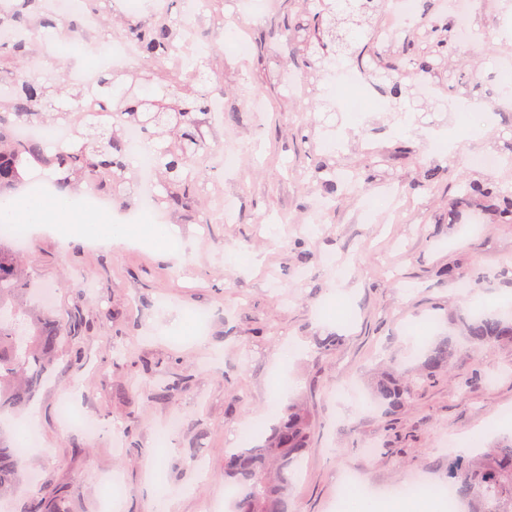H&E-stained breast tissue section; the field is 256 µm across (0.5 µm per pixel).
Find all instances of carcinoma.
<instances>
[{"label": "carcinoma", "instance_id": "obj_1", "mask_svg": "<svg viewBox=\"0 0 512 512\" xmlns=\"http://www.w3.org/2000/svg\"><path fill=\"white\" fill-rule=\"evenodd\" d=\"M347 17L325 8L313 16V24L284 28L295 42L299 56L314 71L329 72L339 60L350 56L348 34L340 24L353 21L355 13L372 12L371 0H346ZM79 19L56 14L48 0H17L5 11L0 8V63L26 57L36 47L30 33L38 29L63 28L76 34ZM137 57L146 67L127 68L126 81L115 73H101L92 85L71 87L69 105L55 109L56 87L32 73L13 66L0 70L9 94L0 100V203L12 197L24 183L26 170L40 166L57 174L55 186L77 188L84 183L105 190L113 198L128 194L125 173L134 161L127 132H139L140 145L152 143L155 185L161 187L168 207L186 210L193 206L208 169L202 161L210 146L204 127L215 98L205 90L213 51H190L192 34L184 21L159 14L141 22L124 24ZM180 51L187 63L186 80L169 87L162 98L149 95L148 86L167 58ZM71 126L68 145L47 151L46 142L20 140L12 131L21 126H50L58 121ZM484 178L464 185L452 209L498 198L503 207L498 216L512 223V193L493 190ZM40 285L14 251L11 237L0 234V501L28 482L22 453L17 450L16 426L21 411L35 398L55 364V355L66 336L80 335V324L44 308L37 300ZM462 337L474 349L512 344V314L481 313L463 323ZM457 350L456 342L440 336L418 354V369L409 377L381 375L369 395L371 404L393 416L416 395L421 382L448 369ZM312 418L297 401L288 404L269 434L250 448L224 454V479L237 489L230 512H293L290 492L298 463L313 451ZM448 469L446 483L454 498L466 505L465 512H512V439L466 455L454 448L442 456Z\"/></svg>", "mask_w": 512, "mask_h": 512}]
</instances>
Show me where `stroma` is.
Listing matches in <instances>:
<instances>
[{"label": "stroma", "instance_id": "obj_1", "mask_svg": "<svg viewBox=\"0 0 512 512\" xmlns=\"http://www.w3.org/2000/svg\"><path fill=\"white\" fill-rule=\"evenodd\" d=\"M475 2L478 38L455 54L434 49L447 35L441 0H418L438 33L418 28L390 52L395 60L414 47L456 99L494 112L474 137L434 155L410 96L352 130L336 109L334 75L303 68L279 30L308 19L322 0H264L255 13L240 0H206L208 15L224 19L200 29L218 47L210 88L224 109L209 125L217 149L204 160L210 177L196 206L164 214L179 251L164 257L148 244L109 248L43 231L19 249L56 288L58 312L87 324L60 344L50 382L23 414L39 437L25 458L35 488L70 512H102L107 494L116 512H229L225 451L246 447L245 424L268 429L292 399L314 420L293 512H337L347 494L343 472L357 473L370 498L384 502L411 479L445 480L439 447L448 440L480 430L491 442L485 426L512 409V345L460 348L447 373L395 417L345 404L349 394L367 398L383 370L409 373L417 345L458 337L470 313L506 311L512 296V224L499 223L485 203L478 232L468 236L466 213L449 210L471 180L490 175L512 191V164L490 172L474 162L512 145V104L501 105L495 79L512 69V41L501 36L512 26V0ZM241 39L252 48L243 58L232 50ZM37 47L36 76L63 92L67 69L92 63L77 57L75 41L57 43L49 31ZM290 73L304 81L299 95L285 87ZM228 112L236 122L225 121ZM338 137L341 148H327ZM322 158L359 171L361 194L337 195L322 208ZM429 167L439 176L419 187ZM393 186L401 198L366 219L365 197ZM228 200L232 211L216 221ZM236 253L258 262L238 264ZM459 277L468 292L458 289ZM330 335L341 346L323 348L320 338ZM479 372L489 383L465 387ZM178 374L185 382L156 399ZM65 405L95 420L98 434L67 424ZM173 417L180 424L168 446L155 447L157 430Z\"/></svg>", "mask_w": 512, "mask_h": 512}]
</instances>
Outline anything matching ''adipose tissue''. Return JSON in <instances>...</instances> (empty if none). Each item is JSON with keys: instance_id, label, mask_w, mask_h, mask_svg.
<instances>
[{"instance_id": "1", "label": "adipose tissue", "mask_w": 512, "mask_h": 512, "mask_svg": "<svg viewBox=\"0 0 512 512\" xmlns=\"http://www.w3.org/2000/svg\"><path fill=\"white\" fill-rule=\"evenodd\" d=\"M0 222L106 244L145 241L160 250L170 237L166 225L118 224L111 211L100 208L92 197L79 199L57 190H28L12 196L0 204Z\"/></svg>"}]
</instances>
